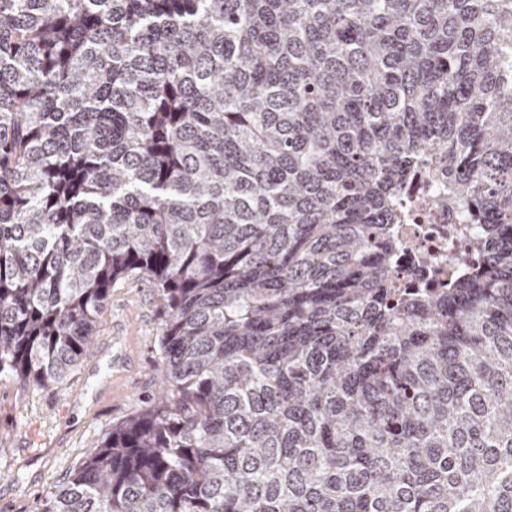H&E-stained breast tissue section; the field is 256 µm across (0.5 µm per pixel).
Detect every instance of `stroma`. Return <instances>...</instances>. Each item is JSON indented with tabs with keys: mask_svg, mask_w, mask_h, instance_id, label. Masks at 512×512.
Listing matches in <instances>:
<instances>
[{
	"mask_svg": "<svg viewBox=\"0 0 512 512\" xmlns=\"http://www.w3.org/2000/svg\"><path fill=\"white\" fill-rule=\"evenodd\" d=\"M157 294L136 279L110 291L93 353L60 385L0 376V512H33L111 431L155 396L162 362Z\"/></svg>",
	"mask_w": 512,
	"mask_h": 512,
	"instance_id": "1",
	"label": "stroma"
}]
</instances>
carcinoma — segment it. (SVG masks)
I'll list each match as a JSON object with an SVG mask.
<instances>
[{"label":"carcinoma","instance_id":"obj_1","mask_svg":"<svg viewBox=\"0 0 512 512\" xmlns=\"http://www.w3.org/2000/svg\"><path fill=\"white\" fill-rule=\"evenodd\" d=\"M425 165L485 251L436 290ZM133 277L157 396L34 512H512V0H0V374Z\"/></svg>","mask_w":512,"mask_h":512}]
</instances>
